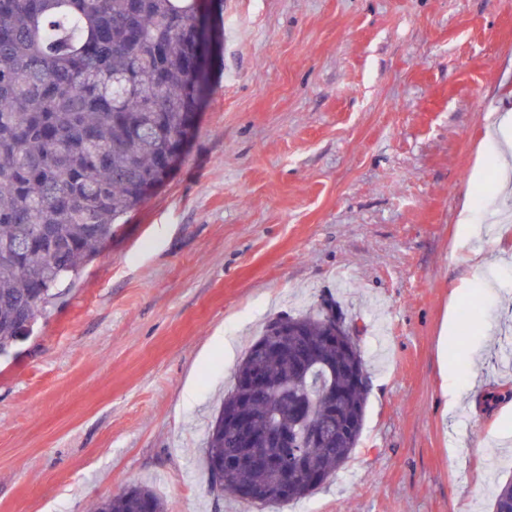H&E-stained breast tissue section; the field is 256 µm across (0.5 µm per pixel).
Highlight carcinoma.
<instances>
[{
	"label": "carcinoma",
	"mask_w": 512,
	"mask_h": 512,
	"mask_svg": "<svg viewBox=\"0 0 512 512\" xmlns=\"http://www.w3.org/2000/svg\"><path fill=\"white\" fill-rule=\"evenodd\" d=\"M200 10L199 0H0V354L101 253L146 189L169 177L159 161L177 148L171 132L198 111L209 83L210 59L197 53ZM40 226L51 228L50 239L37 241ZM340 321L339 302L325 297L307 313L266 322L207 432L214 493L249 506L287 503L346 464L364 428L368 372L359 341H327ZM254 372L277 386L256 391ZM285 391L336 420V436L272 443L247 467L224 466L237 451L228 417L244 411L261 432L295 425ZM287 454L314 479L282 493L277 460ZM91 510L166 512L164 499L139 483ZM494 512H512V480L499 487Z\"/></svg>",
	"instance_id": "cac0c4a2"
}]
</instances>
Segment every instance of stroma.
<instances>
[{
	"label": "stroma",
	"mask_w": 512,
	"mask_h": 512,
	"mask_svg": "<svg viewBox=\"0 0 512 512\" xmlns=\"http://www.w3.org/2000/svg\"><path fill=\"white\" fill-rule=\"evenodd\" d=\"M223 18L179 166L0 355V512H88L135 482L167 512H493L512 196L470 176L512 110V0H224ZM324 294L361 330L358 448L301 500L216 499L205 436L238 362Z\"/></svg>",
	"instance_id": "1"
}]
</instances>
